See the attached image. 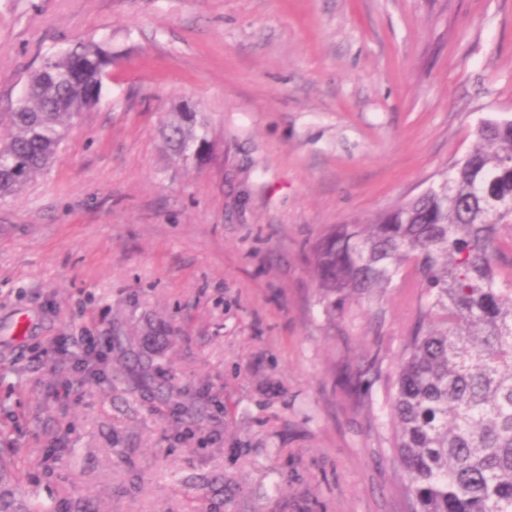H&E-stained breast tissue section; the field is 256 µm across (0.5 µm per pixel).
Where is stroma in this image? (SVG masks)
<instances>
[{
    "label": "stroma",
    "mask_w": 512,
    "mask_h": 512,
    "mask_svg": "<svg viewBox=\"0 0 512 512\" xmlns=\"http://www.w3.org/2000/svg\"><path fill=\"white\" fill-rule=\"evenodd\" d=\"M78 39L112 52L101 99L0 199L18 491L97 512H405L384 375L410 291L326 313L311 249L512 117V0H0V112ZM188 108L207 143L183 161L160 131ZM87 332L103 373L62 397L69 367L39 353ZM129 345L180 401L113 387ZM200 399L208 422L179 423Z\"/></svg>",
    "instance_id": "1"
}]
</instances>
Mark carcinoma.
<instances>
[{"label":"carcinoma","mask_w":512,"mask_h":512,"mask_svg":"<svg viewBox=\"0 0 512 512\" xmlns=\"http://www.w3.org/2000/svg\"><path fill=\"white\" fill-rule=\"evenodd\" d=\"M112 55L80 41L46 57L15 108L0 112V198L48 167L67 129L100 100ZM201 112L162 138L178 158L206 142ZM466 155L423 192L364 224L328 228L312 250L325 310L391 288L414 289L388 403L397 485L407 512H512V124L489 117ZM113 376L129 392L156 388L151 358ZM0 512H60L36 494L0 490Z\"/></svg>","instance_id":"obj_1"}]
</instances>
